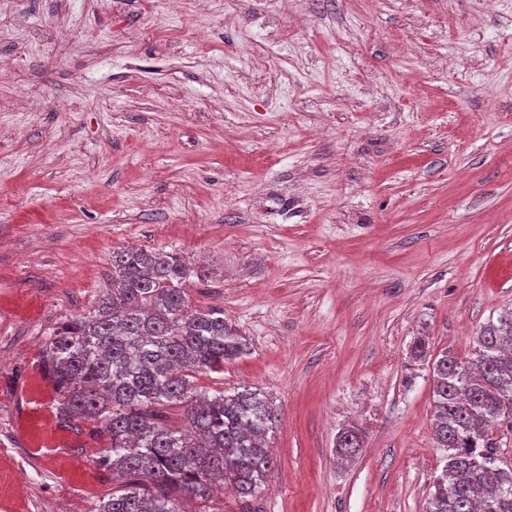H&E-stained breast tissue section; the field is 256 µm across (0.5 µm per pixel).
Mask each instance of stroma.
<instances>
[{"label":"stroma","instance_id":"obj_1","mask_svg":"<svg viewBox=\"0 0 512 512\" xmlns=\"http://www.w3.org/2000/svg\"><path fill=\"white\" fill-rule=\"evenodd\" d=\"M129 246L249 343L196 383L275 407L261 512H427L432 363L512 313V0H0V512L108 488L40 356Z\"/></svg>","mask_w":512,"mask_h":512}]
</instances>
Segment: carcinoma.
I'll return each mask as SVG.
<instances>
[{"label": "carcinoma", "mask_w": 512, "mask_h": 512, "mask_svg": "<svg viewBox=\"0 0 512 512\" xmlns=\"http://www.w3.org/2000/svg\"><path fill=\"white\" fill-rule=\"evenodd\" d=\"M203 278L185 258L162 248L112 253V287L93 310L54 329L41 364L67 426L93 424L107 440L96 465L112 488L95 512H185L182 497L214 500L232 486L243 512L272 467L267 435L276 414L258 389L213 395L196 375L224 371L247 352L218 307L192 306L187 281ZM433 431L443 449L428 512H512V466L494 428L512 429V315L485 327L470 356L443 352L433 363ZM182 408L187 427L167 424ZM360 437L342 432L338 453L354 455Z\"/></svg>", "instance_id": "obj_1"}]
</instances>
